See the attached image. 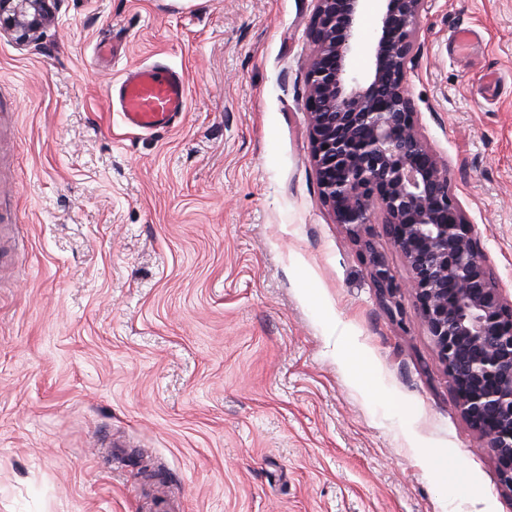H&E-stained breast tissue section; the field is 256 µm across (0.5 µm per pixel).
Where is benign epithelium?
I'll use <instances>...</instances> for the list:
<instances>
[{"mask_svg": "<svg viewBox=\"0 0 512 512\" xmlns=\"http://www.w3.org/2000/svg\"><path fill=\"white\" fill-rule=\"evenodd\" d=\"M60 0H0V35L26 45ZM365 0H316L308 74L311 158L320 195L336 223L359 231L375 213L408 264L402 287L452 381L461 413L498 463L512 492V306L461 208L447 166L422 137L407 85L423 0H382L371 70L351 59ZM384 304L398 289L388 265L363 242Z\"/></svg>", "mask_w": 512, "mask_h": 512, "instance_id": "1", "label": "benign epithelium"}]
</instances>
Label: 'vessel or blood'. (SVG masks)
<instances>
[{"instance_id":"b4317fda","label":"vessel or blood","mask_w":512,"mask_h":512,"mask_svg":"<svg viewBox=\"0 0 512 512\" xmlns=\"http://www.w3.org/2000/svg\"><path fill=\"white\" fill-rule=\"evenodd\" d=\"M128 130L153 134L173 126L188 106V86L180 71L149 65L124 70L107 88Z\"/></svg>"}]
</instances>
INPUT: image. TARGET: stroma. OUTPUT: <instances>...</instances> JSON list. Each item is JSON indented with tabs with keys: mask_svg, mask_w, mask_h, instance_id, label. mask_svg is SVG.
<instances>
[{
	"mask_svg": "<svg viewBox=\"0 0 512 512\" xmlns=\"http://www.w3.org/2000/svg\"><path fill=\"white\" fill-rule=\"evenodd\" d=\"M315 0H62L0 38V512H512L415 298L322 202ZM420 131L512 305V0H424ZM476 40L457 51L454 33ZM182 70L127 131L97 43ZM363 250L366 254L370 277L379 293L381 301L389 306L396 298V293L401 287L395 284L388 265L369 240H364Z\"/></svg>",
	"mask_w": 512,
	"mask_h": 512,
	"instance_id": "1",
	"label": "stroma"
}]
</instances>
